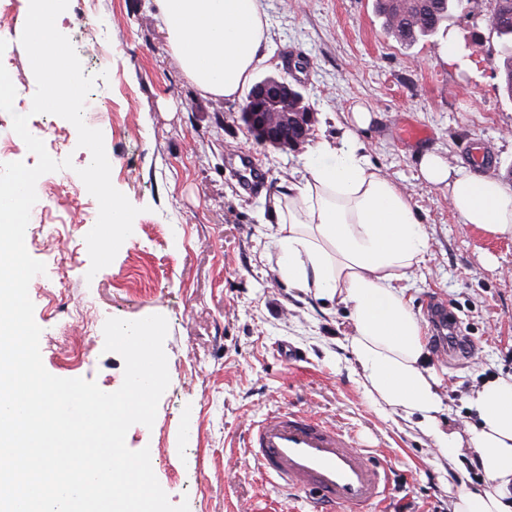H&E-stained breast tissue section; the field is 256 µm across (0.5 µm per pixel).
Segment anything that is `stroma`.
<instances>
[{
    "mask_svg": "<svg viewBox=\"0 0 512 512\" xmlns=\"http://www.w3.org/2000/svg\"><path fill=\"white\" fill-rule=\"evenodd\" d=\"M267 60L256 78L301 81L315 117L312 140L334 139L356 102L373 111L360 137L371 161L405 187L429 236L411 285L412 306L429 325L438 300L471 339L470 357L431 350L449 407L444 430L463 431L466 399L512 373V238L458 223L447 195L417 177L421 153L512 185V100L488 18L495 0H463L446 29L404 45L383 25L376 0H263ZM29 0L0 12V39L29 132L73 169L41 176L50 203L33 213L30 256L45 266L29 289L46 370L118 390L124 361L105 351L107 318L168 321L170 383L153 426L132 425L126 445L149 449L171 504L190 512H313L308 495L281 490L245 446L251 423L279 409L308 411L344 429L392 470L386 512H452L458 481L439 466L432 441L398 428L351 374L344 347L348 312L297 298L273 268L276 204L303 171V156L256 144L242 104L204 94L175 60L154 0H69L60 16L85 74L96 81L84 121L99 129L113 186L140 210L137 233L113 262L89 275L86 234L98 203L77 171L91 162L69 121L32 114L36 80L20 42ZM482 37L477 69L445 59L449 38ZM421 127L409 143L400 130ZM86 339L69 368L63 329Z\"/></svg>",
    "mask_w": 512,
    "mask_h": 512,
    "instance_id": "1",
    "label": "stroma"
}]
</instances>
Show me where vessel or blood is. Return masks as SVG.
I'll return each instance as SVG.
<instances>
[{
    "mask_svg": "<svg viewBox=\"0 0 512 512\" xmlns=\"http://www.w3.org/2000/svg\"><path fill=\"white\" fill-rule=\"evenodd\" d=\"M247 446L263 473L291 493L311 494L319 512H371L390 491V472L348 433L314 415L284 409L252 424Z\"/></svg>",
    "mask_w": 512,
    "mask_h": 512,
    "instance_id": "1",
    "label": "vessel or blood"
}]
</instances>
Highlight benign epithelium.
Listing matches in <instances>:
<instances>
[{"label": "benign epithelium", "instance_id": "7a95c632", "mask_svg": "<svg viewBox=\"0 0 512 512\" xmlns=\"http://www.w3.org/2000/svg\"><path fill=\"white\" fill-rule=\"evenodd\" d=\"M304 100L301 86L287 76L265 77L247 92L241 118L257 143L299 152L309 140L313 122V113L296 108Z\"/></svg>", "mask_w": 512, "mask_h": 512}]
</instances>
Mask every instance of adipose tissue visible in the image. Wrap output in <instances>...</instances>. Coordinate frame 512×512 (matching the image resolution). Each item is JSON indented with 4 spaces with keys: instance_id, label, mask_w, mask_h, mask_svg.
I'll use <instances>...</instances> for the list:
<instances>
[{
    "instance_id": "obj_1",
    "label": "adipose tissue",
    "mask_w": 512,
    "mask_h": 512,
    "mask_svg": "<svg viewBox=\"0 0 512 512\" xmlns=\"http://www.w3.org/2000/svg\"><path fill=\"white\" fill-rule=\"evenodd\" d=\"M172 52L205 94L240 99L262 62L269 36L263 0H154ZM370 110L355 105L335 140L318 141L280 202L275 272L297 292L348 309L346 348L363 393L391 419L434 442L449 469L476 470L485 487L460 486L453 512H512V374L473 391L478 423L444 431L442 382L428 365L420 319L407 296L428 238L408 194L365 153L358 132ZM419 174L446 190L459 223L512 237V187L501 179L420 156Z\"/></svg>"
}]
</instances>
